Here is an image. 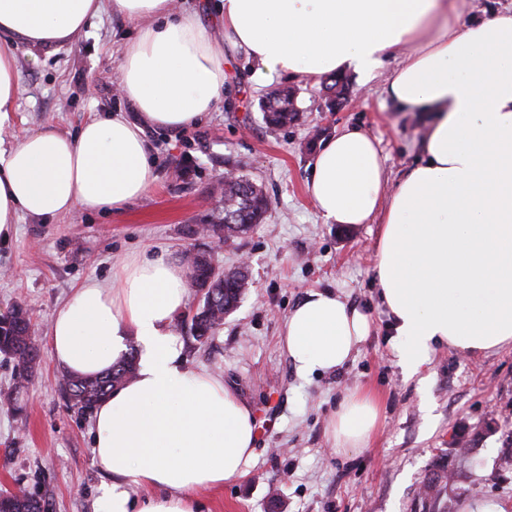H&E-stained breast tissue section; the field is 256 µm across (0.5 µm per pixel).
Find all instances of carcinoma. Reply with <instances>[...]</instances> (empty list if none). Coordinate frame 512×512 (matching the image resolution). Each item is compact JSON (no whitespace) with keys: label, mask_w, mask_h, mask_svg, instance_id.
<instances>
[{"label":"carcinoma","mask_w":512,"mask_h":512,"mask_svg":"<svg viewBox=\"0 0 512 512\" xmlns=\"http://www.w3.org/2000/svg\"><path fill=\"white\" fill-rule=\"evenodd\" d=\"M349 83L337 77L322 85L329 105L344 99ZM297 109L293 104V88H280L267 97L263 105V118L273 127H286L294 122ZM216 190L224 205L216 213L206 215L205 225L209 236L219 241L238 238L246 234L254 225L265 218L270 201L261 188L245 175L232 179L223 177L217 180ZM191 286L202 294L194 316L191 318V333L196 341L205 343L224 324V317L237 308L244 288L248 285L249 270L240 266L224 273L215 272L208 251L199 250L188 257ZM0 354L17 362L18 376L27 379L32 376L40 362L39 350L32 336L31 318L23 307L14 310L9 320L0 321ZM137 370L135 351L125 354L112 369L94 378L67 377L71 390L73 407L81 413L93 411L95 406L106 398L112 390L132 378ZM424 499L432 506L440 505L448 486V471L439 469L430 473L424 480ZM48 503L26 492L15 494L8 501L0 502V512H42Z\"/></svg>","instance_id":"cac0c4a2"}]
</instances>
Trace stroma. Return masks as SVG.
<instances>
[{"mask_svg":"<svg viewBox=\"0 0 512 512\" xmlns=\"http://www.w3.org/2000/svg\"><path fill=\"white\" fill-rule=\"evenodd\" d=\"M135 30L107 9L70 45L38 50L33 60L19 49V108L0 140L9 146L45 126L72 135L96 116L132 112L117 80L122 45ZM224 72L229 98L201 124L174 137L149 131L158 181L125 212L25 215L0 241V312L28 311L41 357L19 392L13 360L0 355V484L44 497L49 512H93L104 479L91 458L93 417L58 389L52 321L75 288L110 280L133 256L182 262L197 243L192 227L221 205L214 185L233 169L262 187L271 209L249 234L214 245L213 261L223 272L248 264L251 286L206 343L189 332L196 296H188L175 330L188 367L221 374L252 405L257 439L246 474L199 492L201 512H422L418 488L437 464L453 474L448 512L477 498L512 508V348L477 359L441 348L424 370L427 387L406 379L376 295L377 225L322 223L306 194L314 133L360 128L377 140L396 179L419 156L420 116L395 111L378 79L364 86L351 78V103L331 112L319 82L280 78L277 86L297 91L299 119L276 130L260 109L269 90L252 85L244 54L227 52ZM180 163L188 171L177 179ZM326 288L366 312L372 332L341 368L304 377L280 332L308 292ZM357 386L380 394L381 423L368 448L339 453L326 425Z\"/></svg>","mask_w":512,"mask_h":512,"instance_id":"35a3bbf8","label":"stroma"}]
</instances>
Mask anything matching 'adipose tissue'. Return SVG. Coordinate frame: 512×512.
I'll return each instance as SVG.
<instances>
[{
	"mask_svg": "<svg viewBox=\"0 0 512 512\" xmlns=\"http://www.w3.org/2000/svg\"><path fill=\"white\" fill-rule=\"evenodd\" d=\"M464 3L221 0L208 27L175 0H0V132L18 109L19 46H64L107 7L137 25L119 65L135 117L0 144V239L26 214L120 213L140 199L158 179L147 130L175 135L215 110L225 49L244 53L259 86L380 76L395 111L423 118L418 160L391 179L372 137L348 127L317 150L307 195L323 223L378 224L375 280L407 378L442 347L474 357L512 347V8L468 21ZM187 292L183 266L132 261L80 285L53 319L51 356L66 374L101 375L137 343L135 376L93 414V460L107 476L98 512H198L197 491L243 476L255 457L251 405L184 360L174 321ZM370 333L366 313L313 290L281 336L308 375L341 368ZM380 416L373 390H349L327 424L333 449L368 447Z\"/></svg>",
	"mask_w": 512,
	"mask_h": 512,
	"instance_id": "1",
	"label": "adipose tissue"
}]
</instances>
